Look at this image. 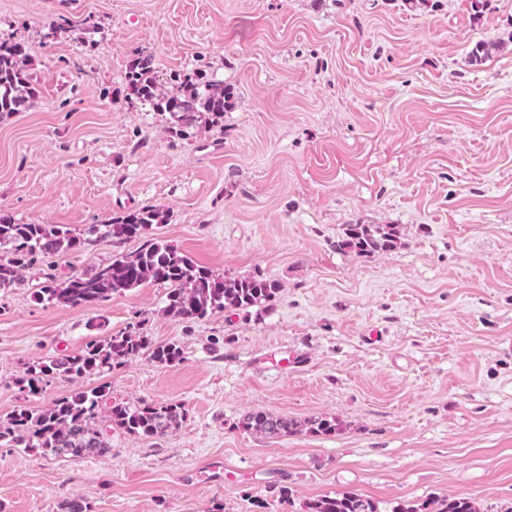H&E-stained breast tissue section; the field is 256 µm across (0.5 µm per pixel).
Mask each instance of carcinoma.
I'll list each match as a JSON object with an SVG mask.
<instances>
[{
    "instance_id": "1",
    "label": "carcinoma",
    "mask_w": 512,
    "mask_h": 512,
    "mask_svg": "<svg viewBox=\"0 0 512 512\" xmlns=\"http://www.w3.org/2000/svg\"><path fill=\"white\" fill-rule=\"evenodd\" d=\"M29 54L19 44L0 42V114L30 107L36 90L28 74ZM126 81L138 99L167 112L171 133L187 137L203 118L212 124L224 121L232 104L228 87L206 80L198 74H177L175 89L160 83L149 55L134 58ZM163 216L142 208L112 219L107 224H90L85 235L77 237L56 224H18L0 214V289L15 288L23 281L22 271L49 256L87 249L110 239L144 236L149 225L159 224ZM401 240L396 224H346L333 244L338 252L368 256L389 252ZM166 288L163 312L181 322H195L224 311L247 312L266 309L277 299L279 282L261 271L245 277L216 274L200 265L187 252L155 238L144 241L130 255L108 265H91L74 270L58 284L50 279L35 297L39 301L70 308H90L114 295L139 288L146 283ZM148 353L157 363L170 365L181 359L174 344L152 345L138 323L103 341H92L78 354L59 353L26 369L20 379L30 394L39 390L43 378L54 375L74 381L94 372L109 371L141 354ZM187 418L185 404L178 402L118 401L109 390L93 388L74 391L57 399L45 410L27 406L15 409L0 421V444L28 448L45 456L73 459L102 457L112 449L109 433L118 429L130 435L162 437L181 426ZM243 430L269 437L301 434L332 435L342 431V423L326 416L298 420L262 412L248 413L240 421ZM305 512H382L379 503L354 492L324 495L308 501ZM59 512H91L83 497H72L59 504ZM391 512H478L471 498L452 496L430 499L420 505L399 503Z\"/></svg>"
}]
</instances>
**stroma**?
<instances>
[{
  "label": "stroma",
  "instance_id": "stroma-1",
  "mask_svg": "<svg viewBox=\"0 0 512 512\" xmlns=\"http://www.w3.org/2000/svg\"><path fill=\"white\" fill-rule=\"evenodd\" d=\"M0 0V41L38 97L0 116V213L74 234L151 207V236L221 273L277 279L272 308L195 323L148 284L94 308L38 301L44 267L0 290V419L73 389L179 401L157 438L113 431L104 457L0 446V512H303L342 492L467 496L512 507V0ZM95 30L74 40L61 17ZM479 42L494 49L470 59ZM234 91L223 126L177 139L131 94L129 62ZM396 224L397 249L337 252L344 225ZM111 240L53 259L57 278L136 252ZM139 321L182 360L141 355L35 397L28 366ZM249 412L343 421L258 437ZM288 487L289 502L276 487Z\"/></svg>",
  "mask_w": 512,
  "mask_h": 512
}]
</instances>
